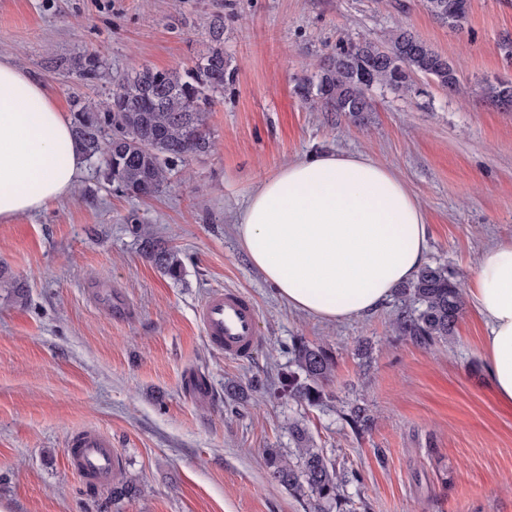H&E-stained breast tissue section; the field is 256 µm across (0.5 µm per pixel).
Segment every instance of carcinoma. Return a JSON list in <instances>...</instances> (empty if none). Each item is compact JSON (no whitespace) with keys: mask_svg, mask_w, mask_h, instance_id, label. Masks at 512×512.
<instances>
[{"mask_svg":"<svg viewBox=\"0 0 512 512\" xmlns=\"http://www.w3.org/2000/svg\"><path fill=\"white\" fill-rule=\"evenodd\" d=\"M426 10L439 23L459 29L467 21L469 0H423ZM208 34L211 46L193 67L182 72L145 67L112 85L105 98L73 105L76 141L89 160L98 162L101 180L130 197H150L170 180L172 165L204 156L213 148L208 124L211 96L224 88V19L212 16ZM79 75L88 82L106 76L103 60L85 54L77 63ZM426 74L441 87L461 91L458 69L426 42L404 28L383 41L360 38L336 46L328 63L303 76L298 92L311 105L343 114L360 122L374 111V99L367 86L399 95L419 92L414 76ZM484 99L512 109V82L487 83L481 87ZM145 257L165 275L180 279L183 263L174 247L158 245L143 232ZM395 293L409 308L393 319V332L417 343L429 345L454 333L463 310L461 288L442 266H426L416 279ZM288 376L282 392L288 399L308 406H320L330 394L336 361L330 347L297 341L289 348ZM353 428L370 422L367 408L352 404L341 410ZM294 450L285 454L278 448L265 449L270 475L284 487L314 501L317 512H330L348 500V477L317 447L306 426L294 421L289 426Z\"/></svg>","mask_w":512,"mask_h":512,"instance_id":"1","label":"carcinoma"}]
</instances>
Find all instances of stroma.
Listing matches in <instances>:
<instances>
[{"instance_id":"35a3bbf8","label":"stroma","mask_w":512,"mask_h":512,"mask_svg":"<svg viewBox=\"0 0 512 512\" xmlns=\"http://www.w3.org/2000/svg\"><path fill=\"white\" fill-rule=\"evenodd\" d=\"M224 18L228 75L214 93L215 149L178 164L170 184L139 199L98 182L48 209L0 223V512H310L275 482L265 451L289 452L292 421L350 479L351 512H512V403L484 373V326L465 306L448 341L395 334L388 300L362 318L326 324L291 310L252 268L224 205L311 152L360 153L390 166L428 214L426 262L461 284L480 253L512 238V111L480 86L512 81L500 47L512 0H470L463 28L437 22L422 0H0V54L43 81L63 111L103 97L142 67L180 71ZM405 27L453 61L462 92L425 75L423 92L374 91L358 123L306 104L297 83L340 39L384 40ZM94 53L105 80L74 69ZM176 247L181 279L142 253L137 226ZM26 283L17 300L10 280ZM255 303L262 343L236 360L214 351L196 318L210 291ZM128 305L112 310L113 296ZM329 346L331 397L319 407L280 392L288 349ZM243 388L244 398L226 393ZM366 404L353 430L342 406ZM93 428L120 457L110 481L73 475L69 436ZM128 483L130 498H113Z\"/></svg>"}]
</instances>
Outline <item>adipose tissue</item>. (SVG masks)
I'll list each match as a JSON object with an SVG mask.
<instances>
[{
  "label": "adipose tissue",
  "mask_w": 512,
  "mask_h": 512,
  "mask_svg": "<svg viewBox=\"0 0 512 512\" xmlns=\"http://www.w3.org/2000/svg\"><path fill=\"white\" fill-rule=\"evenodd\" d=\"M47 86L0 56V223L70 195L85 156ZM253 268L294 310L340 323L376 310L426 264L427 213L388 165L319 151L261 178L237 203ZM467 292L485 326L483 364L512 402V239L480 254Z\"/></svg>",
  "instance_id": "obj_1"
}]
</instances>
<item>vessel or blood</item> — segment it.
<instances>
[{"instance_id":"b4317fda","label":"vessel or blood","mask_w":512,"mask_h":512,"mask_svg":"<svg viewBox=\"0 0 512 512\" xmlns=\"http://www.w3.org/2000/svg\"><path fill=\"white\" fill-rule=\"evenodd\" d=\"M196 313L210 347L225 356L248 358L261 343L256 308L241 291L212 290ZM65 454L71 470L92 482L106 481L115 464L111 440L95 430L74 435Z\"/></svg>"}]
</instances>
